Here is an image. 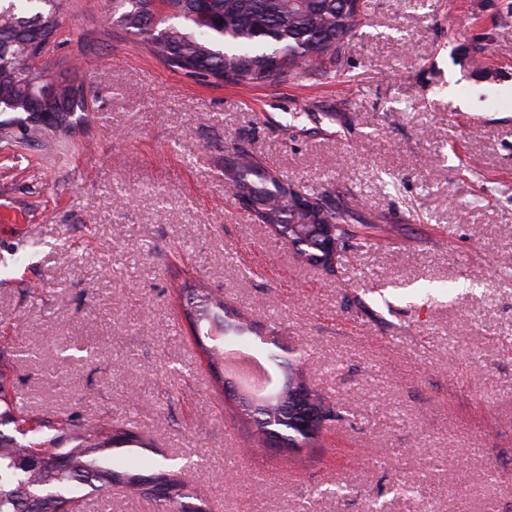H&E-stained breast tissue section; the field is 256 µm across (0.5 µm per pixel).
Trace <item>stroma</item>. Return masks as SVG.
Listing matches in <instances>:
<instances>
[{"label":"stroma","instance_id":"obj_1","mask_svg":"<svg viewBox=\"0 0 512 512\" xmlns=\"http://www.w3.org/2000/svg\"><path fill=\"white\" fill-rule=\"evenodd\" d=\"M103 2L61 0L47 62L90 111L0 141V380L133 432L198 512H512V0H361L334 66L254 87L172 70ZM238 147L358 203L335 271L234 200ZM198 284L242 344L306 350L336 415L314 443L255 447L178 307ZM83 504L155 512L122 485Z\"/></svg>","mask_w":512,"mask_h":512}]
</instances>
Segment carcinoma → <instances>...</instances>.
Here are the masks:
<instances>
[{"label": "carcinoma", "instance_id": "1", "mask_svg": "<svg viewBox=\"0 0 512 512\" xmlns=\"http://www.w3.org/2000/svg\"><path fill=\"white\" fill-rule=\"evenodd\" d=\"M173 11L158 20L147 9V0H109L112 16L137 37L154 56L169 67L199 75L215 82H230L245 87L271 83L303 74L331 63L357 35L359 12L355 0H170ZM59 0H0V112H15L17 117L0 121V138L25 142L48 141L66 134L72 115L87 111L81 89L58 82L54 103L35 101L28 90L29 69L26 45L31 41L30 26L38 22L46 35L59 39L67 31L58 20ZM236 164L225 175L233 195L242 192L260 203L258 220L282 228L300 225L308 231L316 224L333 227L336 258L349 248L345 224L356 209L346 202L327 207L319 193L306 194L311 209L296 212V195L291 185L271 174L252 152L234 148ZM302 261L317 265L325 254L317 240L309 237L297 247ZM243 336L234 324L223 337L203 347L209 356L224 360L225 340ZM273 373L271 387L257 395L265 398L256 422L257 440L263 442L271 430L287 443H305L300 433L281 414L283 388L279 387L282 368L292 363L268 353ZM13 424L26 440L19 441L0 431V512H76L83 500L82 489L100 491L98 482L118 474L115 466L127 460L113 457V450L138 447L131 434L114 436L107 420L79 425L52 422L28 410L19 396L9 397L0 389V426ZM41 454L43 463L23 466L25 458ZM168 492L159 499L157 512H168L169 500L183 496L184 485L170 468L148 476Z\"/></svg>", "mask_w": 512, "mask_h": 512}]
</instances>
